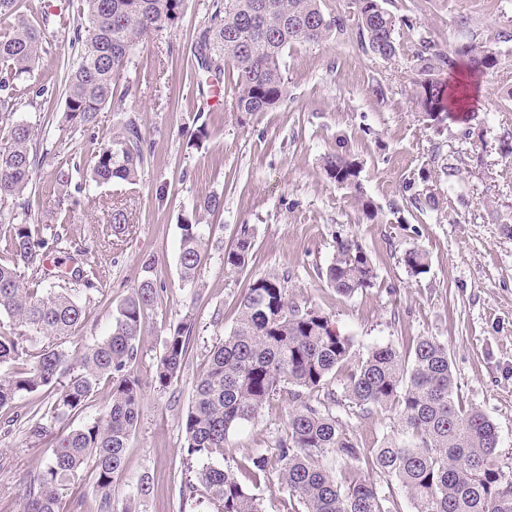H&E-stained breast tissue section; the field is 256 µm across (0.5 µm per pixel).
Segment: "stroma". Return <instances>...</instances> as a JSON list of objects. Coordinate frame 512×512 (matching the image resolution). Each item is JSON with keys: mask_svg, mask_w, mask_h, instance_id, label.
Wrapping results in <instances>:
<instances>
[{"mask_svg": "<svg viewBox=\"0 0 512 512\" xmlns=\"http://www.w3.org/2000/svg\"><path fill=\"white\" fill-rule=\"evenodd\" d=\"M208 3L190 0L176 31L154 34L136 48L119 80L130 94L103 108L88 132L72 130L65 120L62 79L76 57L67 28L51 20L36 70L45 96L39 107L0 118V138L13 121L42 128L48 155L34 174L29 206L65 224L69 237L50 261L65 269L84 261L104 284L102 291L80 295L86 319L68 346L72 356L109 332L117 305L143 279L159 289L134 367L143 401L115 499L125 500L146 478L151 490L138 499V512H215L204 497L180 500L183 417L210 348L233 329L237 303L259 275L284 278L292 301L328 315L352 340L350 365L377 345L403 351L421 336L447 343L459 399L496 425L495 462L511 469L512 236L502 225L512 223V155L501 150L497 135L512 128V0H391L390 10L412 21L396 34L401 58L388 63L365 53L352 33L291 48L285 100L244 119L233 109L234 76L218 88L198 83L191 45ZM422 36L447 52L476 36L499 59L484 73L457 64L456 73L472 77L474 110L468 121L445 120L438 132L411 98L405 55ZM378 83L386 92L381 102L371 91ZM130 110L149 141L139 184L132 190L91 188L74 213L62 216L57 171L71 170L73 182L84 181L85 162L109 139L121 112ZM200 128L205 138H196ZM341 139L360 159L361 182L383 222L363 221L350 190L326 177L322 159ZM458 157L465 160L461 170L446 175ZM425 170L439 205L419 210L410 200L427 186ZM211 193L223 197L224 209L208 220L211 246L190 288L180 278V224ZM116 206L130 219L120 233L109 222ZM242 224L251 226L254 241L247 266L236 272L225 268L224 251ZM343 238L360 242L377 271L375 286L349 297L324 276ZM414 248L429 262L428 272L417 277L402 262ZM187 320L195 327L189 358L178 382L159 390L152 376L165 337ZM54 399L45 391L16 402L22 419L0 437V512H18L31 475L45 461L23 419ZM291 406L281 396L256 422L234 431L227 456L238 459L264 447L280 433ZM336 414L353 425L366 448L377 447L397 424L392 413L345 404Z\"/></svg>", "mask_w": 512, "mask_h": 512, "instance_id": "35a3bbf8", "label": "stroma"}]
</instances>
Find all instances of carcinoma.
Masks as SVG:
<instances>
[{
  "mask_svg": "<svg viewBox=\"0 0 512 512\" xmlns=\"http://www.w3.org/2000/svg\"><path fill=\"white\" fill-rule=\"evenodd\" d=\"M72 21L70 46L77 61L65 79L66 121L89 130L98 112L112 104L120 74L136 47L154 32L173 30L188 9V0H80ZM388 0H351L361 48L384 61L399 55L395 39L407 19L385 7ZM0 18H11L0 33V112L10 114L22 104L16 82L33 77L44 52L49 15L32 22L19 11V0H0ZM347 30L343 17L330 12L325 0H210L207 18L195 37L200 84L224 83L226 66L235 74L234 109L245 115L266 112L283 102L288 78L282 61L292 47L323 42ZM466 57L480 70L497 66V56L472 37L454 54L419 38L409 59L413 95L433 126L447 117L451 94L443 76L454 57ZM145 132L133 114L91 158L88 184L135 185L147 159ZM40 165L33 124H11L0 146V240L10 253L0 263V412L25 394L56 391L39 418L26 420L36 445L52 436L46 464L31 479L20 512H58L62 491L88 466L94 474L98 512H136L135 500L121 507L112 488L123 474L126 448L135 431L142 385L133 373L141 350L147 310L158 288L145 280L116 307L112 329L85 348L73 361L60 341L75 337L85 319L79 284L99 290L93 273L77 267L58 285H45L49 250L67 244L64 229L43 236L30 223L24 194ZM322 169L351 190L366 219L379 220V207L365 193L358 157L343 143L323 158ZM223 198L209 194L196 210L216 213ZM178 261L185 285L193 286L208 249L207 228L186 217L180 224ZM253 234L239 227L234 246L224 251V266L241 271L252 250ZM411 276L428 271V258L412 249L402 258ZM327 283L344 296L375 285V266L363 245L336 241L325 270ZM193 323L169 329L153 381L161 390L177 382L189 355ZM351 341L329 316L288 298L285 280L260 275L250 280L237 307L235 325L210 350L197 376L184 416L186 463L196 464L194 480L180 489V499L204 492L218 512H263L260 498L240 480L245 472L253 486L274 484L283 512H400L404 495L413 512H512V471L497 466L499 436L481 412L467 410L455 398L456 383L447 344L419 337L402 352L391 345L372 348L360 365L347 373L344 397L362 410L394 412L399 429L375 448H363L352 426L336 416V393L319 398L329 375L348 360ZM111 382L109 400L98 417L76 428H52L82 410L101 381ZM287 392L299 400L289 409L283 430L270 448L252 450L235 465H221L230 433L252 423L276 397ZM354 463L336 480L327 457Z\"/></svg>",
  "mask_w": 512,
  "mask_h": 512,
  "instance_id": "obj_1",
  "label": "carcinoma"
}]
</instances>
